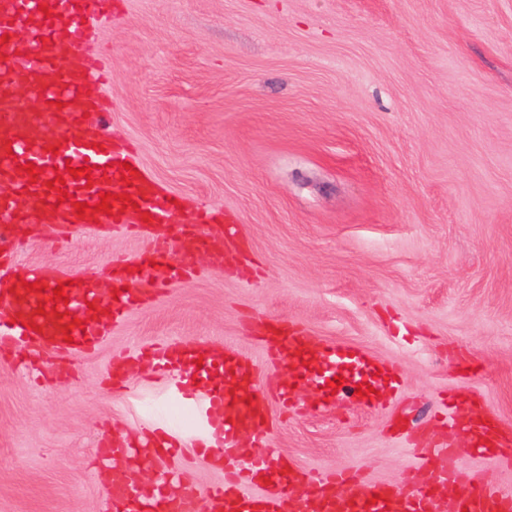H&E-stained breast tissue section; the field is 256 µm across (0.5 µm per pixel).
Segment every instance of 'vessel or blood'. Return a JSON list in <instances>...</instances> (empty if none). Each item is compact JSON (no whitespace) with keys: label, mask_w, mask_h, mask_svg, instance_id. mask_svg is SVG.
Returning <instances> with one entry per match:
<instances>
[{"label":"vessel or blood","mask_w":512,"mask_h":512,"mask_svg":"<svg viewBox=\"0 0 512 512\" xmlns=\"http://www.w3.org/2000/svg\"><path fill=\"white\" fill-rule=\"evenodd\" d=\"M112 0H0V271L10 285L0 288V302L12 321L0 325V351L15 343L52 348L73 356L90 352L109 336L112 327L133 307L147 303L175 282L187 279L194 268L197 248H205L216 266L237 275L241 269L224 263L229 240L223 232L202 237L199 227L211 223L208 211L179 225L175 235L163 234L177 209L171 192L159 189L146 172L134 184L122 182V164H135L129 147L113 143L102 128L99 84L108 67L104 56L85 55L86 20L101 16ZM26 90L39 99L33 108L18 98ZM35 164L41 173L30 178L23 170ZM90 167V176L69 177L63 190L49 188L57 169ZM66 200H58L59 192ZM117 195L113 214L97 211L101 194ZM129 194L131 206L120 202ZM84 215H77L79 203ZM127 224L153 229L148 255L155 266L152 282L133 287L140 257L115 261L111 279L92 280L76 271L45 265L32 267L16 260L12 228L17 224H45L82 230L88 224ZM38 282L42 291H28ZM67 296L56 309L58 318L41 315L39 304L49 301L56 287ZM260 342L276 365L288 367L290 378L276 391L282 409L295 412L297 375L329 357L348 358L376 373L383 387L400 385L401 369L380 364L361 350L345 345H314L295 324L270 329ZM160 370L179 366L197 377L211 370L224 377L211 390L224 406L225 423L217 430L208 457H233L224 480L198 496L185 482L184 499L191 512H440L449 491L465 512H512V493L484 482L460 466L457 452L432 438L412 434L407 449L420 461L398 483L359 479L339 467L314 476L282 459L272 458L268 446L273 422L268 397L258 384V368L230 346L214 350L195 341L147 346ZM479 397L461 393L453 397L452 427L471 450L481 456L491 451L512 454V424L481 413ZM263 485L260 494L252 493ZM112 512H174L175 501L159 503L126 484L112 494Z\"/></svg>","instance_id":"vessel-or-blood-1"}]
</instances>
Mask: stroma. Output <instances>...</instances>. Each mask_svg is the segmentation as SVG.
Masks as SVG:
<instances>
[{
    "label": "stroma",
    "mask_w": 512,
    "mask_h": 512,
    "mask_svg": "<svg viewBox=\"0 0 512 512\" xmlns=\"http://www.w3.org/2000/svg\"><path fill=\"white\" fill-rule=\"evenodd\" d=\"M86 48L109 53L107 133L180 200L168 233L204 208L235 215L251 277L201 253L76 362L0 356V512H105L118 475L97 448L147 426L198 489L223 481L197 451L198 399L145 363L124 396L106 374L141 344L192 339L232 345L271 391L287 371L257 332L273 320L404 373L372 411L316 410L299 386L309 409L280 420L274 454L394 482L410 464L403 420L512 492V466L438 421L466 387L512 422V0H123ZM16 233L21 261L91 276L147 247L121 227Z\"/></svg>",
    "instance_id": "obj_1"
}]
</instances>
